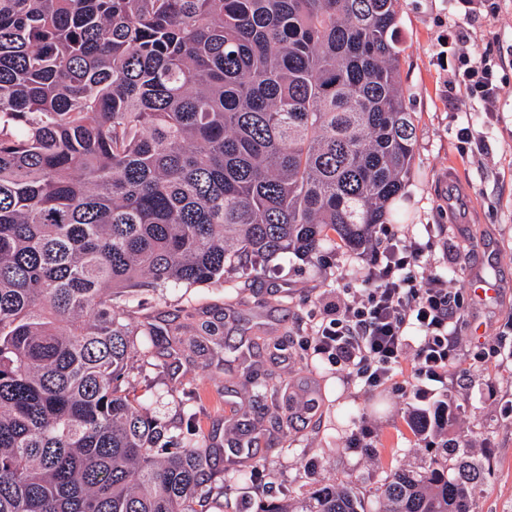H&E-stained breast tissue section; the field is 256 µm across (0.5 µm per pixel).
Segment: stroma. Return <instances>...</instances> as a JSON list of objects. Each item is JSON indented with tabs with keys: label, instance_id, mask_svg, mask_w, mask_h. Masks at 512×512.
Wrapping results in <instances>:
<instances>
[{
	"label": "stroma",
	"instance_id": "35a3bbf8",
	"mask_svg": "<svg viewBox=\"0 0 512 512\" xmlns=\"http://www.w3.org/2000/svg\"><path fill=\"white\" fill-rule=\"evenodd\" d=\"M497 9L468 8L463 0H399L404 52L400 75L416 117L417 145L409 180L390 203L387 220L425 250L426 272H449L464 297L454 325L464 350L496 340L499 350L479 367H461L445 384L421 393L395 387L368 389L347 381L319 360L308 339L325 306L342 292L339 268L372 264L371 247L322 243L317 256L293 251L266 263L260 276L237 272L223 281L134 296L129 320L192 327L223 322L224 346L202 340L193 353L160 344L134 357L129 381L147 398L145 411L172 432L196 412V433L218 453L206 484L208 512H257L268 501H296L321 487L348 486L365 512H381L380 489L397 466L420 470L431 458L428 440L409 428L412 411L452 405L450 440L467 442L485 464L473 512H512V95L493 117L479 103L448 97V30L463 22L466 50L490 56L498 79L512 86V0ZM475 139L460 146L457 132ZM465 263H455L456 255ZM482 281L491 292L473 291ZM284 340L262 368L288 383L296 412L283 430L255 434L247 453L229 448V426L250 405L248 391L233 390L237 351Z\"/></svg>",
	"mask_w": 512,
	"mask_h": 512
}]
</instances>
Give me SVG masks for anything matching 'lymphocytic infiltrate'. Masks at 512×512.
Wrapping results in <instances>:
<instances>
[{
  "label": "lymphocytic infiltrate",
  "mask_w": 512,
  "mask_h": 512,
  "mask_svg": "<svg viewBox=\"0 0 512 512\" xmlns=\"http://www.w3.org/2000/svg\"><path fill=\"white\" fill-rule=\"evenodd\" d=\"M450 92L479 101L485 112L511 89L497 78L487 59L462 55L448 79ZM375 261L362 269L350 288L328 309L312 338L314 353L338 372L367 388H412L445 383L460 359L476 365L490 351L465 354L451 324L464 309V300L447 277L423 274V249L405 240L388 225H380ZM412 361V384L396 377L404 359Z\"/></svg>",
  "instance_id": "lymphocytic-infiltrate-1"
}]
</instances>
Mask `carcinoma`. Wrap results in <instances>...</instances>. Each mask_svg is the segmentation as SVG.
Returning a JSON list of instances; mask_svg holds the SVG:
<instances>
[{"label":"carcinoma","instance_id":"cac0c4a2","mask_svg":"<svg viewBox=\"0 0 512 512\" xmlns=\"http://www.w3.org/2000/svg\"><path fill=\"white\" fill-rule=\"evenodd\" d=\"M395 2L0 0V512H206L210 450L126 383L123 302L385 223L416 147ZM451 456L391 470L385 512H471L484 467Z\"/></svg>","mask_w":512,"mask_h":512}]
</instances>
